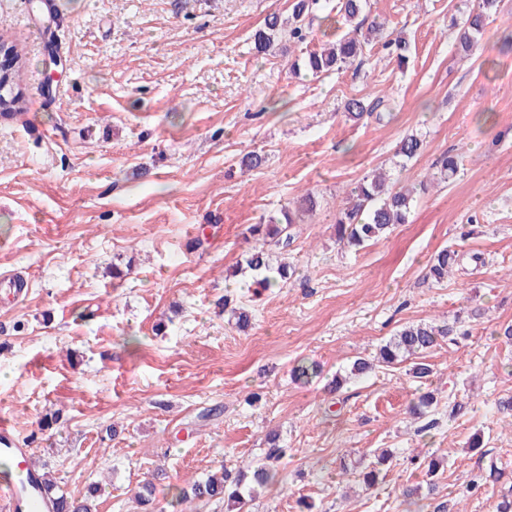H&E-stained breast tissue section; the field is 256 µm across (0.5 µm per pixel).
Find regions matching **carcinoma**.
<instances>
[{
	"instance_id": "cac0c4a2",
	"label": "carcinoma",
	"mask_w": 512,
	"mask_h": 512,
	"mask_svg": "<svg viewBox=\"0 0 512 512\" xmlns=\"http://www.w3.org/2000/svg\"><path fill=\"white\" fill-rule=\"evenodd\" d=\"M316 5V0H294L291 14L284 19L279 14H271L264 19L262 27L254 33V45L257 51L266 52L282 41L283 38L295 43H303L308 37L305 20ZM363 8L362 0H340L338 13L342 16L347 31L335 42L308 53L303 62L304 67L314 73L330 70H341L348 63L363 53V43L358 38V31L364 21L359 19ZM497 8V0H481L478 10L469 12L461 22L457 38V51L472 55L479 49V41L486 25V20ZM23 62L16 46L11 43H0V117H12L20 114L23 96L20 90ZM381 99L365 103L362 98H350L345 102L348 116L361 120L365 117L377 121L383 119L378 112ZM424 142L418 135L403 138L398 146L397 154L405 161L417 158L423 151ZM459 171V156L448 155L441 162V179L451 181ZM425 190V183L398 189L388 187L386 178L375 175L363 178L351 187L342 200L336 217V241L349 249H357L369 241L387 237L394 225L408 221L411 207L419 191ZM296 223L293 212L284 208L280 217L273 218L266 224H254L250 227L252 246L244 264L237 267L236 273L251 277L253 282L262 287L270 288L287 282L294 270L287 264L277 260L272 247L286 248L290 244L291 234L288 230ZM458 251L443 247L432 256L426 277L432 282L441 284L448 280V274L458 265ZM455 324L441 326L425 323H412L403 326L383 346L380 347L377 362L387 366L410 356L420 358L413 366V376L423 379L430 375L429 364L421 361L431 352L443 338L456 340ZM436 404L434 395L425 392L417 397L412 407L416 418H423ZM374 460L359 473L364 486L368 489L377 484L382 470L390 467L392 454L384 448L372 450ZM288 455V449L280 446L276 439H271L269 452L265 462L253 469L249 474L234 471L221 466L218 470L202 479L186 482L177 488L175 504L218 500L226 503L233 512H240L247 500L257 494V488L264 487L273 479L271 468ZM441 461L430 459L425 473V485L417 484L402 489L406 499L426 497L434 494L433 477L437 474ZM48 495L56 503V512H96V504L89 497H72L55 489L50 480H45ZM141 512H155V496L153 482H145L136 492Z\"/></svg>"
}]
</instances>
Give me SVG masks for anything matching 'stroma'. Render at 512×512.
Wrapping results in <instances>:
<instances>
[{
	"label": "stroma",
	"mask_w": 512,
	"mask_h": 512,
	"mask_svg": "<svg viewBox=\"0 0 512 512\" xmlns=\"http://www.w3.org/2000/svg\"><path fill=\"white\" fill-rule=\"evenodd\" d=\"M292 2L54 0L68 95L53 102L37 13L0 0V39L25 62L23 113L0 119V275L31 283L18 301L0 291V421L24 440L61 411L34 458L71 496L99 486L97 512H137L135 489L160 469L164 507L187 479L257 466L273 433L294 454L245 512H298L302 498L315 512H433L452 495L464 512H495L512 496V429L497 409L512 396L499 334L512 325V0L468 58L454 22L478 0H366L362 18L404 37L407 61L377 40L316 76L293 63L344 32L336 0H319L305 43L254 48L264 18ZM352 97L381 98L384 120H350ZM411 133L425 149L397 177L428 191L386 238L341 249L346 191L392 169ZM252 151L264 162L249 170ZM455 154V180L434 182ZM308 191L320 205L285 253L296 275L267 290L231 277L249 226ZM444 246L461 262L433 285L426 264ZM227 297L250 311L246 331L227 324ZM455 319L466 334L426 355L427 381L404 362L330 392L400 326ZM302 360L320 377L294 380ZM427 391L438 426L423 432L409 407ZM374 448L394 459L367 490L358 466ZM433 458L446 463L436 495L404 500Z\"/></svg>",
	"instance_id": "stroma-1"
}]
</instances>
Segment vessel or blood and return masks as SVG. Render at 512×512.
<instances>
[{"label": "vessel or blood", "instance_id": "b4317fda", "mask_svg": "<svg viewBox=\"0 0 512 512\" xmlns=\"http://www.w3.org/2000/svg\"><path fill=\"white\" fill-rule=\"evenodd\" d=\"M32 452L0 424V512H51L42 495L41 477L31 465Z\"/></svg>", "mask_w": 512, "mask_h": 512}]
</instances>
